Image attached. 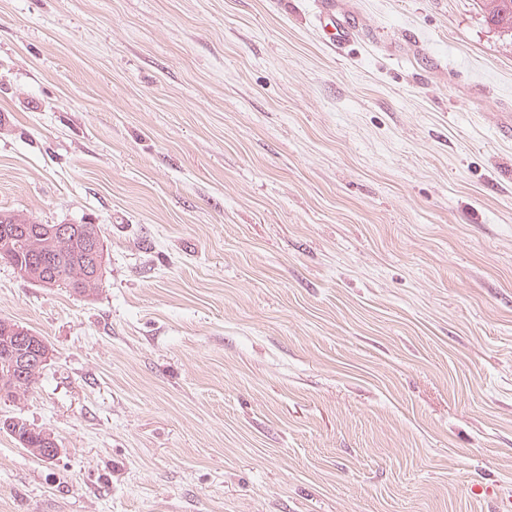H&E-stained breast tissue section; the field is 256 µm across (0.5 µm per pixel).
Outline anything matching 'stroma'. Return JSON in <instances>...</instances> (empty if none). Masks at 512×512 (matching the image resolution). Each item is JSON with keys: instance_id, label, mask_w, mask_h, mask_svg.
<instances>
[{"instance_id": "35a3bbf8", "label": "stroma", "mask_w": 512, "mask_h": 512, "mask_svg": "<svg viewBox=\"0 0 512 512\" xmlns=\"http://www.w3.org/2000/svg\"><path fill=\"white\" fill-rule=\"evenodd\" d=\"M0 0V261L50 358L0 512H512V46L479 0ZM319 4V20L326 34L324 45L336 50L351 41L355 31L343 15L336 13L333 0H319ZM15 224H22V229L16 227ZM55 225L38 224L33 218L0 213V261H6L15 270L16 268L23 270L21 274L24 275L25 279L32 281L37 278H33V275L26 273L24 270L30 272L40 270L42 254L45 251H51L53 264L40 270V273H42L40 279L53 280L56 278L55 281L59 283L57 287L70 288L74 293L91 292L98 287L101 281L100 264L104 259V245L101 236L98 245L95 239L91 254L94 267L91 271H88L91 261H87V242L84 233H90L94 238V236H98V232H101L100 225L85 224L84 226L88 228L87 231L70 235L66 239L57 238L58 245L56 249L50 250L48 249L50 247L48 234ZM1 227L4 228L3 231ZM14 229L16 232L13 234ZM73 229L70 228V224H59L53 231L54 234L63 238L72 233ZM3 232H6L9 239L1 244ZM88 276L91 279L95 278V280L93 282L89 281ZM0 430L1 432L8 433L22 448H25L36 457H42L41 453L44 448H47V445L56 446V441L51 433L34 428L21 418L9 417L1 419Z\"/></svg>"}]
</instances>
